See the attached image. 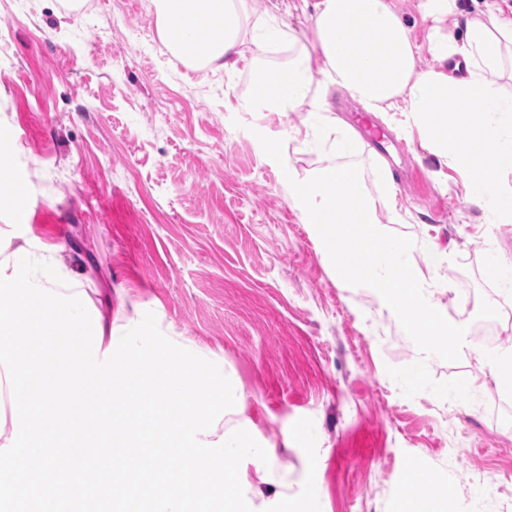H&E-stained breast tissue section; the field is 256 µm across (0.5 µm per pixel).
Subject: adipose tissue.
Instances as JSON below:
<instances>
[{
    "label": "adipose tissue",
    "instance_id": "1",
    "mask_svg": "<svg viewBox=\"0 0 512 512\" xmlns=\"http://www.w3.org/2000/svg\"><path fill=\"white\" fill-rule=\"evenodd\" d=\"M169 49L185 53L205 40L202 63L251 72V100L226 97L232 112L306 114L288 136L300 152L331 142L356 155L355 133L336 128L314 83L339 87L372 112H405L421 146L440 165L468 173L463 190L492 224L512 222V71L503 42L512 43V16L484 0L483 17L467 21L463 39L448 34L457 0H419L426 45L412 40L395 0H299L310 11L313 46L296 31L249 22L247 0H151ZM289 57L268 62L272 45ZM431 65L419 68L421 53ZM379 195L362 176L327 165L294 181L289 196L304 223L321 232L323 256L348 283L363 289L379 311L411 336L419 362L395 375L406 390L424 386L425 362L467 350L497 388L512 392V350L473 343L465 301L446 284L428 282L419 267L441 250L389 231L382 215L400 219L402 205L387 168ZM102 291L70 281L54 248L16 231H0V501L20 498L27 512H63L60 490L96 479L112 491L114 512H314L315 483L296 500L272 484L275 457L245 416L244 388L223 353L172 332L162 313L139 306L132 317H108ZM181 468L167 467L171 455ZM71 460L57 468L58 456ZM220 465L223 483L202 479ZM411 489L392 512H447L448 491L420 482L406 467Z\"/></svg>",
    "mask_w": 512,
    "mask_h": 512
}]
</instances>
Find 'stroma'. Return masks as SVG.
Wrapping results in <instances>:
<instances>
[{
	"instance_id": "35a3bbf8",
	"label": "stroma",
	"mask_w": 512,
	"mask_h": 512,
	"mask_svg": "<svg viewBox=\"0 0 512 512\" xmlns=\"http://www.w3.org/2000/svg\"><path fill=\"white\" fill-rule=\"evenodd\" d=\"M249 72L199 67L163 46L149 0H0V227L63 246L78 278L153 303L165 324L224 353L245 414L275 445V472L292 492L320 485L327 512H388L413 462L447 485V512H512V396L468 351L426 365V386L392 380L418 359L398 321L322 260V242L289 203V167L358 169L371 194L384 163L401 173L397 234L434 225L441 243L427 278L462 270L471 321L487 303L512 348V295L486 278V250L512 262V223L490 224L462 177L421 149L409 115L368 113L405 141L381 159L369 146L346 159L330 146L300 153L288 130L301 111L229 112ZM277 134L278 152L254 139ZM28 205L13 207L15 180ZM463 375L480 389L469 406L431 392ZM317 441L302 439L308 425Z\"/></svg>"
}]
</instances>
